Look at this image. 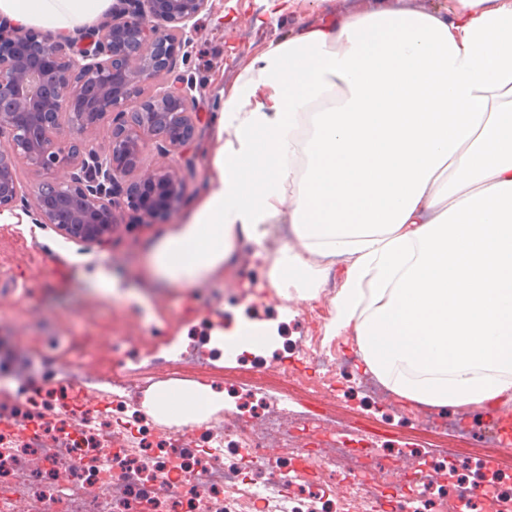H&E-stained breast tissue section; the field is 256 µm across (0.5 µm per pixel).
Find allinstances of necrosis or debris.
Listing matches in <instances>:
<instances>
[{
	"label": "necrosis or debris",
	"mask_w": 512,
	"mask_h": 512,
	"mask_svg": "<svg viewBox=\"0 0 512 512\" xmlns=\"http://www.w3.org/2000/svg\"><path fill=\"white\" fill-rule=\"evenodd\" d=\"M313 375L282 368L284 380L312 395L330 392L337 366L312 337L299 343ZM25 425H0V471L13 477L0 487V512H316L286 493L311 477L317 497L330 495L323 480L330 461L307 455L292 467L260 455L265 435L241 427L213 428L202 448H162L139 459L146 434L165 435L158 422L142 423L129 394H108L93 382L62 384L22 405ZM236 465L224 463V446ZM402 498L406 512H512V494L486 500L479 489L434 503L417 472L385 466L381 477L349 482L338 495L344 512H385L387 498Z\"/></svg>",
	"instance_id": "necrosis-or-debris-1"
}]
</instances>
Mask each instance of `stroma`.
Instances as JSON below:
<instances>
[{
  "mask_svg": "<svg viewBox=\"0 0 512 512\" xmlns=\"http://www.w3.org/2000/svg\"><path fill=\"white\" fill-rule=\"evenodd\" d=\"M269 2L209 0L206 11L197 17L192 54L178 60L176 69L200 87V104L209 115L217 114L224 88L268 42L316 17L346 15L367 6L366 0H283L274 13ZM118 220L111 239L100 245L66 240L27 219L0 223V362L17 371H26L35 360L44 363L41 372L29 375L19 388L18 400L43 386L83 382L88 374L98 378L106 391L125 384L136 391L141 403L160 386L198 382L223 393L229 424H252L253 415L236 406L245 393L262 401L284 395L292 411L319 413L320 428L313 437L292 439L303 456L331 453L346 431L366 442L378 437L383 449L370 463L374 476L380 465L392 459L398 467L411 468V460L396 456L404 446L436 464L489 452L488 419L480 411L449 413L435 424L422 422L418 413L400 412V402L391 392L377 401L361 391L357 367L346 371L334 398H310L279 379L274 366L281 357L305 368L292 341L298 336L322 339L330 297L284 307L264 288V268L248 247L240 251L232 269L218 272L199 288L139 282L138 260L164 227L135 223L128 211ZM100 274L119 279L121 293L99 291ZM241 319L270 322L278 329L274 343L259 352L254 363L243 366L225 357L205 368L173 372L157 357L170 341L199 342L213 328H229ZM105 336H146L153 348L137 358L130 346L117 348L106 371L95 364L68 371L58 368L56 361L67 346L92 345Z\"/></svg>",
  "mask_w": 512,
  "mask_h": 512,
  "instance_id": "35a3bbf8",
  "label": "stroma"
}]
</instances>
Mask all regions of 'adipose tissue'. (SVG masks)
<instances>
[{"instance_id":"obj_1","label":"adipose tissue","mask_w":512,"mask_h":512,"mask_svg":"<svg viewBox=\"0 0 512 512\" xmlns=\"http://www.w3.org/2000/svg\"><path fill=\"white\" fill-rule=\"evenodd\" d=\"M111 2L0 0V16L72 36ZM242 242L287 301L339 272L324 336L352 337L405 408L512 403V0L330 15L252 57L223 91L207 185L145 271L194 288ZM223 405L176 385L149 411L185 427Z\"/></svg>"}]
</instances>
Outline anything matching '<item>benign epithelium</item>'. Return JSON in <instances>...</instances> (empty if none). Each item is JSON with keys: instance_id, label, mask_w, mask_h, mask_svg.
Returning <instances> with one entry per match:
<instances>
[{"instance_id": "7a95c632", "label": "benign epithelium", "mask_w": 512, "mask_h": 512, "mask_svg": "<svg viewBox=\"0 0 512 512\" xmlns=\"http://www.w3.org/2000/svg\"><path fill=\"white\" fill-rule=\"evenodd\" d=\"M208 2L113 0L106 20L70 38L0 17V213L19 207L67 239L99 243L124 209L145 224L178 213L186 187L167 159L193 168L203 114L193 80L171 72ZM151 146L166 163L146 169ZM22 169L53 191L29 195Z\"/></svg>"}]
</instances>
